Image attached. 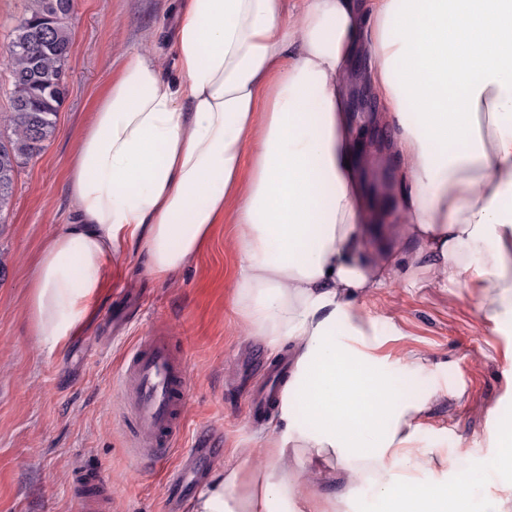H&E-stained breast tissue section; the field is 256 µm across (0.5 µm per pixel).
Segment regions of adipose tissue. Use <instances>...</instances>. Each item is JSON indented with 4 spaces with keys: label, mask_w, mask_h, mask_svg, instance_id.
<instances>
[{
    "label": "adipose tissue",
    "mask_w": 512,
    "mask_h": 512,
    "mask_svg": "<svg viewBox=\"0 0 512 512\" xmlns=\"http://www.w3.org/2000/svg\"><path fill=\"white\" fill-rule=\"evenodd\" d=\"M366 78L403 132L397 236L435 258L440 283L478 268L481 308L512 321V0H183L171 85L160 60L129 56L100 100L67 174L78 210L43 245L27 313L47 353L90 323L112 257L178 272L236 200L234 311L271 347L292 346L280 432L264 469L229 463L188 512H335L288 466L323 483L374 474L370 512H504L476 501L454 459L417 447L431 397L395 386L386 358L338 342L363 333L355 299L390 285L396 248L364 252L376 211L353 150L345 78ZM249 178H242L244 165Z\"/></svg>",
    "instance_id": "1"
}]
</instances>
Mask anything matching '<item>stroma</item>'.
I'll list each match as a JSON object with an SVG mask.
<instances>
[{"label": "stroma", "instance_id": "35a3bbf8", "mask_svg": "<svg viewBox=\"0 0 512 512\" xmlns=\"http://www.w3.org/2000/svg\"><path fill=\"white\" fill-rule=\"evenodd\" d=\"M181 0H75L68 87L53 141L27 161L0 227V512H78V491L100 497L105 512H186L199 485L233 449L264 458L263 436L278 407L253 417L245 404L271 368L290 363L289 346L270 348L233 316L238 256L235 203L213 225L208 243L180 271L158 280L143 255L112 261L111 287L93 320L54 354L43 352L27 315V283L42 244L70 223L77 203L66 188L80 132L126 57L159 56L177 76L174 34ZM400 132L378 119L358 127L357 151L371 180L393 191L384 153ZM399 248L414 274L358 299L365 343L400 367L434 399L421 447L485 469L512 420V328L496 329L480 307L477 275L439 287L417 242ZM165 329L176 338L191 381L179 450L149 464L133 452L128 412L113 377L128 349Z\"/></svg>", "mask_w": 512, "mask_h": 512}]
</instances>
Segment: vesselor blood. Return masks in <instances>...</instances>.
<instances>
[{
	"label": "vessel or blood",
	"instance_id": "1",
	"mask_svg": "<svg viewBox=\"0 0 512 512\" xmlns=\"http://www.w3.org/2000/svg\"><path fill=\"white\" fill-rule=\"evenodd\" d=\"M118 389L130 407L136 455L164 458L182 437L188 406V377L174 336L162 331L138 340Z\"/></svg>",
	"mask_w": 512,
	"mask_h": 512
}]
</instances>
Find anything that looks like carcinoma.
I'll use <instances>...</instances> for the list:
<instances>
[{"label":"carcinoma","mask_w":512,"mask_h":512,"mask_svg":"<svg viewBox=\"0 0 512 512\" xmlns=\"http://www.w3.org/2000/svg\"><path fill=\"white\" fill-rule=\"evenodd\" d=\"M74 0H29L3 50L11 73L9 124L0 128V223L22 164L53 139L66 95Z\"/></svg>","instance_id":"obj_1"}]
</instances>
